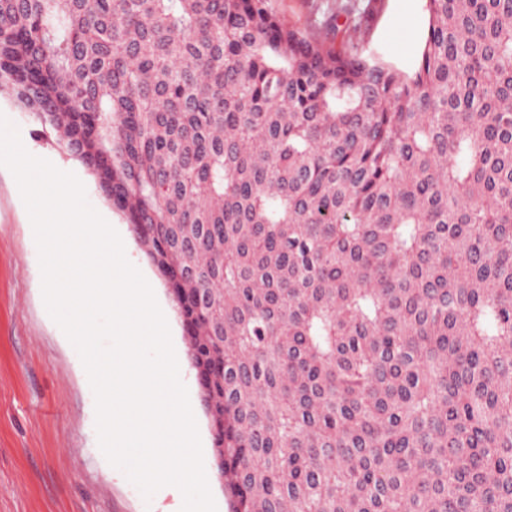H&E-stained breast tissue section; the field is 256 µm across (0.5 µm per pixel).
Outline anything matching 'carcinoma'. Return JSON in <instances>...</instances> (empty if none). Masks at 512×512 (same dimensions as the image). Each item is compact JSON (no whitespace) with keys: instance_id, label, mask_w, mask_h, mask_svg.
Listing matches in <instances>:
<instances>
[{"instance_id":"cac0c4a2","label":"carcinoma","mask_w":512,"mask_h":512,"mask_svg":"<svg viewBox=\"0 0 512 512\" xmlns=\"http://www.w3.org/2000/svg\"><path fill=\"white\" fill-rule=\"evenodd\" d=\"M414 73L269 0H0V89L165 278L234 512H512V0Z\"/></svg>"}]
</instances>
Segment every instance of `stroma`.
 I'll return each mask as SVG.
<instances>
[{"label": "stroma", "mask_w": 512, "mask_h": 512, "mask_svg": "<svg viewBox=\"0 0 512 512\" xmlns=\"http://www.w3.org/2000/svg\"><path fill=\"white\" fill-rule=\"evenodd\" d=\"M272 7L309 38L338 48L357 43L367 56L405 73L416 69L428 33L425 0H272ZM0 113L18 128L30 154L78 177L90 205L119 233L128 260L151 281L158 303L172 308L158 271L86 168L45 137L14 97H0ZM171 336L217 512H230L179 319L171 321ZM182 504L179 493L144 499L103 455L87 373L46 310L33 228L14 176L0 167V512H180Z\"/></svg>", "instance_id": "1"}]
</instances>
